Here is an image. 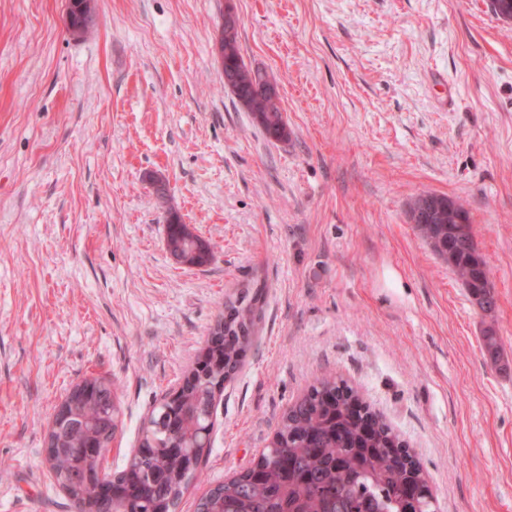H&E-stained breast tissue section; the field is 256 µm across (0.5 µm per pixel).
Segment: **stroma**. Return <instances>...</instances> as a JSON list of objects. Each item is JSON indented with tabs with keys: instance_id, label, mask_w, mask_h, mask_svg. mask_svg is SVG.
Here are the masks:
<instances>
[{
	"instance_id": "1",
	"label": "stroma",
	"mask_w": 512,
	"mask_h": 512,
	"mask_svg": "<svg viewBox=\"0 0 512 512\" xmlns=\"http://www.w3.org/2000/svg\"><path fill=\"white\" fill-rule=\"evenodd\" d=\"M229 9L288 140L224 88ZM66 11L0 0V512H76L47 458L70 390L116 388L121 471L244 292L256 334L177 512L328 374L400 434L438 512H512V23L489 0H97L77 39ZM423 193L466 204L493 312L418 234ZM170 206L208 264L169 256Z\"/></svg>"
}]
</instances>
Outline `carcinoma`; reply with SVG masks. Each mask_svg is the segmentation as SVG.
Wrapping results in <instances>:
<instances>
[{
  "label": "carcinoma",
  "mask_w": 512,
  "mask_h": 512,
  "mask_svg": "<svg viewBox=\"0 0 512 512\" xmlns=\"http://www.w3.org/2000/svg\"><path fill=\"white\" fill-rule=\"evenodd\" d=\"M96 9V0H68V30L84 36ZM224 84L239 104L251 112L266 135L288 139V124L278 99L262 95L255 87L261 72L250 68L238 43V30L221 31ZM469 211L458 201L436 194L419 196L410 207L411 220L434 252L450 262L461 284L486 313L495 309L493 289L485 287L486 263L476 256L470 235L453 233L444 206ZM181 217L167 210V233L173 250L189 254L195 241L176 227ZM255 301L225 306L224 340L210 336L223 366L239 371L241 352L255 335ZM484 348L492 360L500 357L496 332L484 331ZM208 381L196 376L183 393V405L198 406L208 393ZM69 427L62 443L68 448L87 444L86 426L94 429V443L106 448L119 429V406L112 385L101 381L86 398L68 408ZM193 422L162 403L141 430L139 448L116 474L119 495L108 486L84 495L72 480L78 460L55 457L52 468L62 487L70 489L80 512H165L178 503L193 473L179 447L190 445ZM206 512H435V500L419 462L398 434L363 402L358 390L336 377L318 378L303 397L284 413L272 446L244 473L209 491L201 502Z\"/></svg>",
  "instance_id": "1"
}]
</instances>
